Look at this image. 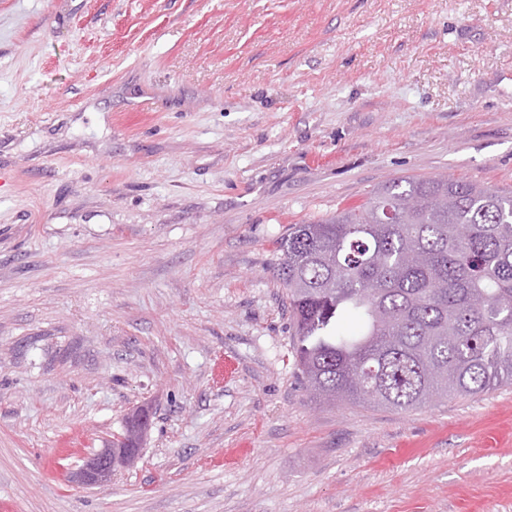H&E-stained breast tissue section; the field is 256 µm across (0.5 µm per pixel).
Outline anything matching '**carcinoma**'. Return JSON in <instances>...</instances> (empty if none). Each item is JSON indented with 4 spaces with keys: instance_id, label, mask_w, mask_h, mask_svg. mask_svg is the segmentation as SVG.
Listing matches in <instances>:
<instances>
[{
    "instance_id": "1",
    "label": "carcinoma",
    "mask_w": 512,
    "mask_h": 512,
    "mask_svg": "<svg viewBox=\"0 0 512 512\" xmlns=\"http://www.w3.org/2000/svg\"><path fill=\"white\" fill-rule=\"evenodd\" d=\"M278 251L295 363L315 397L413 410L512 385V191L402 178L294 225ZM348 310L363 334H338Z\"/></svg>"
}]
</instances>
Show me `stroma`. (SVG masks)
<instances>
[{
	"instance_id": "35a3bbf8",
	"label": "stroma",
	"mask_w": 512,
	"mask_h": 512,
	"mask_svg": "<svg viewBox=\"0 0 512 512\" xmlns=\"http://www.w3.org/2000/svg\"><path fill=\"white\" fill-rule=\"evenodd\" d=\"M439 176L512 190V0H0V507L512 512V386L294 365L289 225ZM112 448H105L103 451L95 454L88 463L80 470L79 478L85 485H101L111 480L112 472L115 470L117 454Z\"/></svg>"
}]
</instances>
